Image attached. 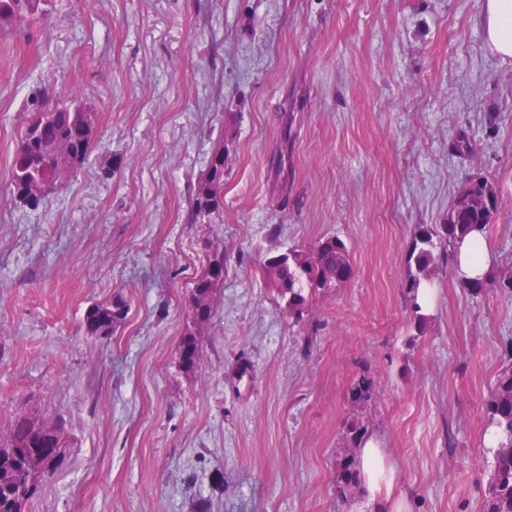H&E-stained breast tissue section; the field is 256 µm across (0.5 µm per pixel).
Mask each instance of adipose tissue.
Listing matches in <instances>:
<instances>
[{
	"label": "adipose tissue",
	"mask_w": 512,
	"mask_h": 512,
	"mask_svg": "<svg viewBox=\"0 0 512 512\" xmlns=\"http://www.w3.org/2000/svg\"><path fill=\"white\" fill-rule=\"evenodd\" d=\"M481 25L490 51L512 58V0H484ZM363 501L371 512H403L406 495L397 484L396 472L386 461L376 440L358 450Z\"/></svg>",
	"instance_id": "ef3b65f1"
}]
</instances>
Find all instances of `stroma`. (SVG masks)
Listing matches in <instances>:
<instances>
[{"mask_svg":"<svg viewBox=\"0 0 512 512\" xmlns=\"http://www.w3.org/2000/svg\"><path fill=\"white\" fill-rule=\"evenodd\" d=\"M483 0H54L0 29V423L26 401L74 439L29 512H354L361 417L406 512H483L487 402L512 367V59ZM95 115L81 170L35 210L11 162L38 89ZM223 148V221L189 197ZM496 183L486 289L449 265L417 334L407 258L471 178ZM338 236L352 275L290 315L263 265ZM224 283L188 372L178 346L207 242ZM121 294L124 323L87 336ZM375 386L353 403L358 374ZM126 318V304L122 296L112 295L106 301L90 305L84 314L83 327L88 336L105 338Z\"/></svg>","mask_w":512,"mask_h":512,"instance_id":"stroma-1","label":"stroma"}]
</instances>
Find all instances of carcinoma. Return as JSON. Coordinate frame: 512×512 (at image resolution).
<instances>
[{
    "label": "carcinoma",
    "mask_w": 512,
    "mask_h": 512,
    "mask_svg": "<svg viewBox=\"0 0 512 512\" xmlns=\"http://www.w3.org/2000/svg\"><path fill=\"white\" fill-rule=\"evenodd\" d=\"M52 0H0V26H31L48 14ZM41 104L32 113L21 132L12 162L11 187L19 206L37 209L50 192L71 177L86 161L94 132L92 113L72 100L66 104H48L49 91L39 90ZM224 147L211 155L207 168L198 179L190 201L188 223L212 224L220 219L224 198ZM501 200L497 187L484 178L468 182L448 209V223L420 230L408 255L414 265L409 273V289L418 334H423L428 315L416 302L421 281L428 278L429 267L440 258L453 263L455 249L462 237L478 232L487 235L499 214ZM267 278L274 285L288 312L302 314L317 291L340 287L352 274L350 251L337 236L320 239L310 247L288 250L285 263L264 264ZM224 283V250L216 248L203 273L194 281L190 293L192 325L179 344V361L188 370L200 362L199 327L208 323L214 312L216 289ZM126 318L123 297L90 305L83 327L89 336L105 338ZM352 401L362 404L375 395L371 379L365 374L350 385ZM491 424L497 428L496 447L490 449L491 477L486 485V512H512V369L499 375L487 404ZM347 453L336 459V493L350 497L359 484L360 464L357 449L368 434V425L360 418L345 426ZM72 441L62 418H48L36 409H23L5 427H0V512H26V506L40 491L49 473L61 468L66 448Z\"/></svg>",
    "instance_id": "cac0c4a2"
}]
</instances>
